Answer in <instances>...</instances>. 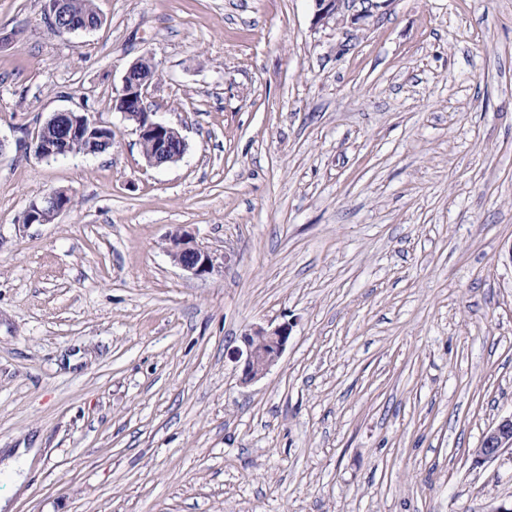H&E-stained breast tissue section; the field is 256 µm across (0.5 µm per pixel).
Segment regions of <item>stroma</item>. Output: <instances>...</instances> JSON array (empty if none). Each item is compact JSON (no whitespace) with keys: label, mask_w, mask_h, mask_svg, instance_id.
<instances>
[{"label":"stroma","mask_w":512,"mask_h":512,"mask_svg":"<svg viewBox=\"0 0 512 512\" xmlns=\"http://www.w3.org/2000/svg\"><path fill=\"white\" fill-rule=\"evenodd\" d=\"M0 0V470L10 512H489L512 449V0ZM154 55L148 166L112 109ZM112 129L45 161L52 113ZM72 198L49 224L33 200ZM215 255L191 275L176 231ZM291 323L245 384L233 349ZM71 14L81 22H87L96 28L98 14L93 6V0H69ZM67 0H43L42 12L47 30L57 35L88 32L92 27L81 24L77 19L72 18L69 12ZM69 196L63 191L45 193L34 200L25 212L23 221L27 224H49L69 207ZM504 448H512V415L484 432L481 446L476 450V456L480 460L493 459Z\"/></svg>","instance_id":"obj_1"}]
</instances>
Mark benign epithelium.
<instances>
[{"label":"benign epithelium","mask_w":512,"mask_h":512,"mask_svg":"<svg viewBox=\"0 0 512 512\" xmlns=\"http://www.w3.org/2000/svg\"><path fill=\"white\" fill-rule=\"evenodd\" d=\"M43 19L47 30L57 35L88 32L92 27L81 24L70 15L68 0H42ZM141 60L133 62L122 79V86L112 98V109L133 125L140 141L150 140L153 151L145 156L152 167H162L178 161L183 152L171 147L173 126L154 119V112L146 104L147 90L155 78L140 67ZM112 138V128L102 125L88 113L56 112L34 131L29 150L40 159H59L70 153L72 140ZM69 207V196L63 191H52L31 202L25 212V224H49ZM168 253L173 262L194 276H205L214 270L215 256L195 242L186 233L175 232L169 237ZM291 327L254 326L242 337L243 347L233 350L234 359L242 360L241 380L255 382L264 377L282 356L290 337ZM505 448H512V416L489 427L483 434L481 446L476 450L480 460L497 457Z\"/></svg>","instance_id":"1"}]
</instances>
